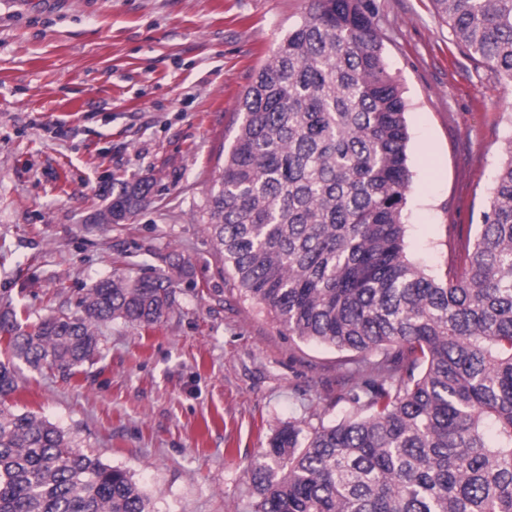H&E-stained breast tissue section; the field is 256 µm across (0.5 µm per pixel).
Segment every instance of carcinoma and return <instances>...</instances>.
<instances>
[{
	"label": "carcinoma",
	"instance_id": "1",
	"mask_svg": "<svg viewBox=\"0 0 512 512\" xmlns=\"http://www.w3.org/2000/svg\"><path fill=\"white\" fill-rule=\"evenodd\" d=\"M460 46L512 83V0H434ZM372 0H311L246 90L205 227L240 295L291 336L348 358L331 425L279 428L250 469L255 512H512V140L459 267L442 282L404 249L411 188L406 101ZM146 179L112 183L118 224ZM168 269L114 273L79 313L32 326L0 315V512H153L119 467L6 403L16 363L72 377L114 319L175 306Z\"/></svg>",
	"mask_w": 512,
	"mask_h": 512
}]
</instances>
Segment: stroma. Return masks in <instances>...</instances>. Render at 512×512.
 <instances>
[{
  "label": "stroma",
  "instance_id": "35a3bbf8",
  "mask_svg": "<svg viewBox=\"0 0 512 512\" xmlns=\"http://www.w3.org/2000/svg\"><path fill=\"white\" fill-rule=\"evenodd\" d=\"M403 89L407 257L446 280L476 235L512 138V85L455 40L433 0H375ZM310 0H0V312H73L83 288L188 277L162 322L101 329L74 377L22 368L10 402L127 470L155 512H254L249 469L289 422H334L344 353L299 342L240 295L204 226L242 98ZM149 178L130 220L93 223L113 180Z\"/></svg>",
  "mask_w": 512,
  "mask_h": 512
}]
</instances>
